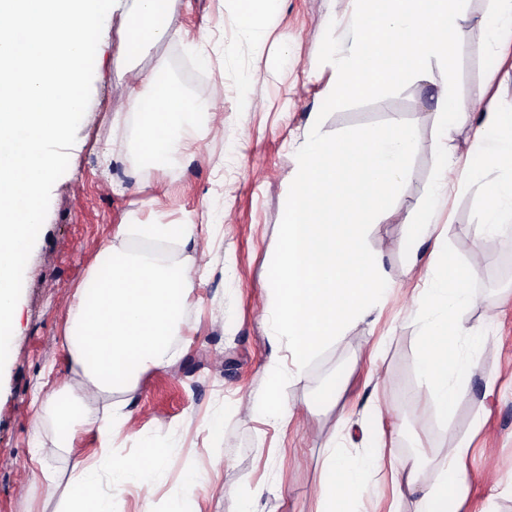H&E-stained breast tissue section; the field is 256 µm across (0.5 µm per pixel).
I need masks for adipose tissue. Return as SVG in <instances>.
Wrapping results in <instances>:
<instances>
[{
    "label": "adipose tissue",
    "mask_w": 512,
    "mask_h": 512,
    "mask_svg": "<svg viewBox=\"0 0 512 512\" xmlns=\"http://www.w3.org/2000/svg\"><path fill=\"white\" fill-rule=\"evenodd\" d=\"M240 35L262 46L270 21L284 0H234ZM490 9L478 20L493 49L492 63L500 65L512 45V0H490ZM171 0H130L126 10V35L118 55L127 60L129 80L135 91L118 103L112 118L120 131L126 113H135L141 124L139 164L168 168L199 142L208 125L223 120V113L201 110L176 84L160 81V66L140 68L133 61L156 42L168 28ZM442 136L456 126L475 122L478 149L474 166L498 171L492 183L481 186L487 204L479 215L480 235L494 233L512 215V113L488 100L478 113L451 99L439 102ZM212 251L210 240L201 238L196 224H142L126 222L112 230V240L99 252L75 294L70 326L64 342L71 361L82 375L78 391L60 386L47 403L55 410L56 445L72 447L81 434L93 432L109 442L125 431L131 412L126 403L113 405L98 417L87 411L88 403L135 386L151 369L173 364L179 351L173 338L183 323L187 300L200 277V262ZM469 272L453 259L438 253L429 256L426 276L432 285L414 291L413 307L426 320L419 364L423 383L441 411H448L463 393L472 373L469 357L452 348L465 338L470 344L481 338L458 317L470 300L464 287ZM362 454L331 452L318 488L321 512H360L356 490L364 472L385 469L381 444L369 433ZM171 454L110 462L80 459L69 477L61 512H112V494L134 486L149 491L168 475ZM396 491L418 495V512H459L455 487L431 483L422 468L389 469ZM110 481L111 495H103V481Z\"/></svg>",
    "instance_id": "adipose-tissue-1"
}]
</instances>
